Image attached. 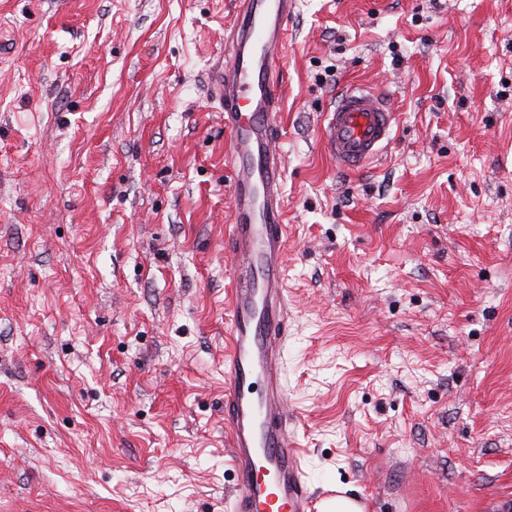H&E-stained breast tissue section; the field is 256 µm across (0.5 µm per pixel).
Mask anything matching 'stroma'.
Returning <instances> with one entry per match:
<instances>
[{"mask_svg":"<svg viewBox=\"0 0 512 512\" xmlns=\"http://www.w3.org/2000/svg\"><path fill=\"white\" fill-rule=\"evenodd\" d=\"M233 0H0V512H230ZM285 369L314 500L512 512V0H296ZM395 113L351 172L337 96Z\"/></svg>","mask_w":512,"mask_h":512,"instance_id":"1","label":"stroma"}]
</instances>
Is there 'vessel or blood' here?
I'll list each match as a JSON object with an SVG mask.
<instances>
[{"instance_id":"1","label":"vessel or blood","mask_w":512,"mask_h":512,"mask_svg":"<svg viewBox=\"0 0 512 512\" xmlns=\"http://www.w3.org/2000/svg\"><path fill=\"white\" fill-rule=\"evenodd\" d=\"M295 0H235L224 64L213 92L224 113L233 219L224 236L231 258L226 291L224 430L230 440L232 512H314L288 412L284 349L288 299L284 256L282 74ZM325 144L337 163L358 168L389 141L388 98L358 86L336 98Z\"/></svg>"}]
</instances>
